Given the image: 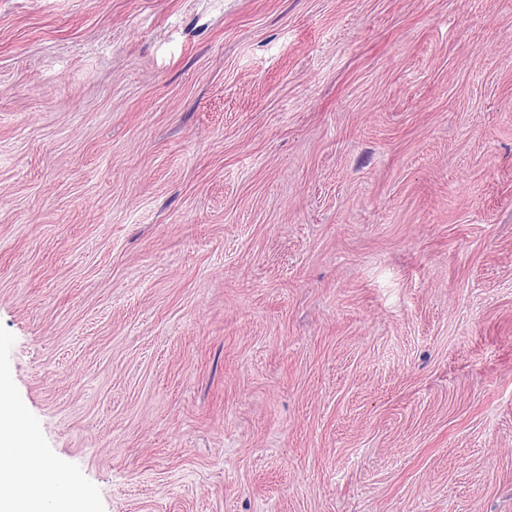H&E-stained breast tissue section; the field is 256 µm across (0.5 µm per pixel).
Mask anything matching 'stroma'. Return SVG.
<instances>
[{
    "label": "stroma",
    "mask_w": 512,
    "mask_h": 512,
    "mask_svg": "<svg viewBox=\"0 0 512 512\" xmlns=\"http://www.w3.org/2000/svg\"><path fill=\"white\" fill-rule=\"evenodd\" d=\"M0 384L90 512H512V0H0Z\"/></svg>",
    "instance_id": "1"
}]
</instances>
